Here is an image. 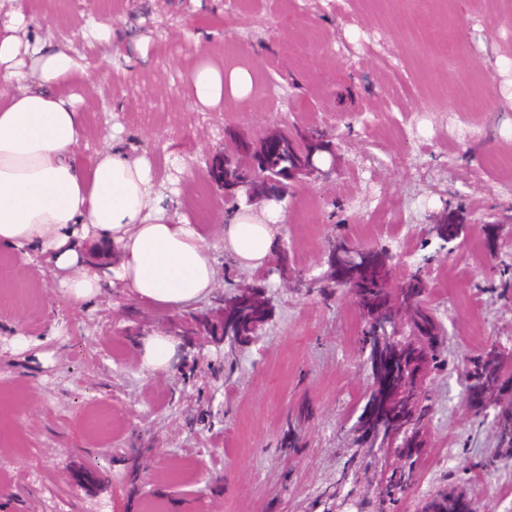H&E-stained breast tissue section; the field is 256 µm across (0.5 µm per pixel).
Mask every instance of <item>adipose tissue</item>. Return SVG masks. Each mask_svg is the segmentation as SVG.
<instances>
[{
    "mask_svg": "<svg viewBox=\"0 0 512 512\" xmlns=\"http://www.w3.org/2000/svg\"><path fill=\"white\" fill-rule=\"evenodd\" d=\"M18 14L0 28V79L18 87L0 108V249L37 248L50 255L65 295L75 303L119 285L151 305L179 309L207 298L217 270L212 250L193 224L173 223L146 157L98 155L90 168L75 159L87 132L73 98L55 93L78 71L68 50L22 42ZM186 83L205 107L237 104L252 90L248 69L208 59ZM276 204L240 210L224 228V252L240 267L263 265L276 248ZM108 245L112 260L90 261Z\"/></svg>",
    "mask_w": 512,
    "mask_h": 512,
    "instance_id": "obj_1",
    "label": "adipose tissue"
}]
</instances>
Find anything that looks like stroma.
I'll list each match as a JSON object with an SVG mask.
<instances>
[{"instance_id": "1", "label": "stroma", "mask_w": 512, "mask_h": 512, "mask_svg": "<svg viewBox=\"0 0 512 512\" xmlns=\"http://www.w3.org/2000/svg\"><path fill=\"white\" fill-rule=\"evenodd\" d=\"M22 39L72 46L90 166L105 149L147 157L173 220L201 225L216 259L205 300L164 311L121 289L73 303L44 254L0 257V512H373L381 462L361 464L382 372L363 342L356 291L287 288L271 267L224 255L233 207L263 211L219 172L295 131L319 134L316 172L289 181L277 253L287 275L322 278L345 249L377 256L389 291L416 283L448 360L512 351V178L486 165L512 147V0H0ZM112 18L109 40L81 37ZM253 76L245 103L195 104L186 86L203 50ZM488 81L466 101L456 83ZM321 225L302 238L299 205ZM478 243L472 257L469 243ZM261 294L248 335L216 336L214 312L239 288ZM186 321L166 371L140 368L144 336ZM416 478L398 512H420L455 483L469 512H512V456L496 455V412L474 418L468 385L431 371ZM496 455L495 467L478 463Z\"/></svg>"}]
</instances>
